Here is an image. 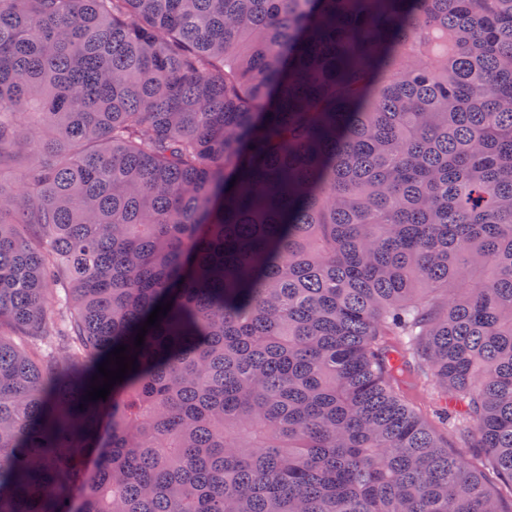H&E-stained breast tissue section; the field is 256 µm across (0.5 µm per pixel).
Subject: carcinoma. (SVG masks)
<instances>
[{
    "label": "carcinoma",
    "instance_id": "carcinoma-1",
    "mask_svg": "<svg viewBox=\"0 0 512 512\" xmlns=\"http://www.w3.org/2000/svg\"><path fill=\"white\" fill-rule=\"evenodd\" d=\"M10 166L0 512H505L512 0H0Z\"/></svg>",
    "mask_w": 512,
    "mask_h": 512
}]
</instances>
